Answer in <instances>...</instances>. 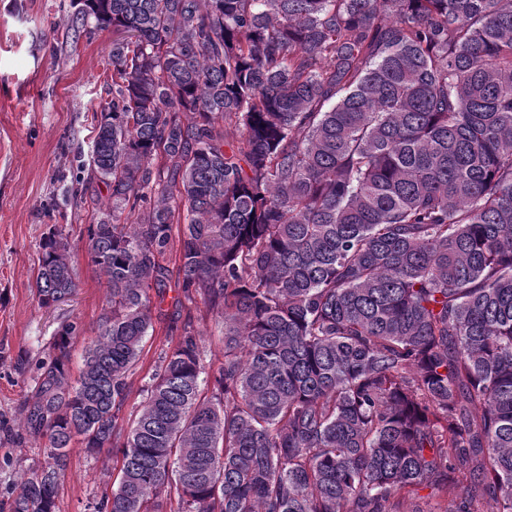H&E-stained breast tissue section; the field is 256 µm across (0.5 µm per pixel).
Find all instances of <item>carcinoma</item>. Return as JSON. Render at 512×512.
<instances>
[{
    "instance_id": "1",
    "label": "carcinoma",
    "mask_w": 512,
    "mask_h": 512,
    "mask_svg": "<svg viewBox=\"0 0 512 512\" xmlns=\"http://www.w3.org/2000/svg\"><path fill=\"white\" fill-rule=\"evenodd\" d=\"M111 99L82 186L107 288L72 375L62 322L20 406L43 462L0 512H59L70 445L118 480L90 512H512V0H85ZM38 302L78 285L53 224ZM175 255L176 270L165 264ZM177 313L134 418L129 377ZM224 355L204 377L200 324ZM176 279H172L169 287L166 290L164 301L159 303V298L153 292V304L155 305L154 310V332L147 336L144 347L141 353V360L137 371L129 378V396L125 406V412L135 410V407L139 404L142 396L141 389L148 380V373L157 359L158 355L165 349L171 346L170 337L165 336V326L168 322V317L175 311V298L178 297V288L175 286ZM162 315L160 316L159 311ZM157 317V318H156ZM203 329L205 334L204 363L208 370L209 366L217 367L224 353V334L221 319L210 314L203 325Z\"/></svg>"
}]
</instances>
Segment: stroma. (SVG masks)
Wrapping results in <instances>:
<instances>
[{"label": "stroma", "mask_w": 512, "mask_h": 512, "mask_svg": "<svg viewBox=\"0 0 512 512\" xmlns=\"http://www.w3.org/2000/svg\"><path fill=\"white\" fill-rule=\"evenodd\" d=\"M61 0H0V419L19 415L31 382L13 369L18 354L38 359L58 325L82 322L74 365L96 336L106 304V289L86 256L85 209L65 205L50 210L64 190L80 177L78 161L89 158L93 110L109 100L105 80L112 32L67 31ZM62 223L74 254V298L40 307L35 277L38 244L49 225ZM176 286L159 303V316L147 336L137 371L129 379L126 411L141 400V389L158 355L170 346L166 323L175 310ZM41 449L18 447L0 437V498L14 490L20 474L35 469ZM108 454H88L73 444L60 485V512H84L99 496L100 479L110 468Z\"/></svg>", "instance_id": "35a3bbf8"}]
</instances>
